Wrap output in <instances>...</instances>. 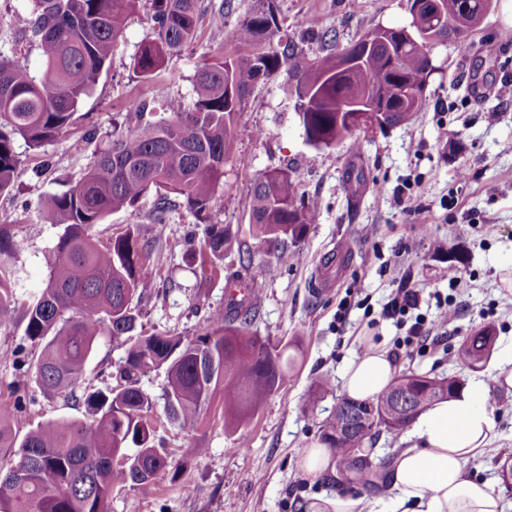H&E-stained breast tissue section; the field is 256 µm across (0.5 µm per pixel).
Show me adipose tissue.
Masks as SVG:
<instances>
[{
	"instance_id": "ef3b65f1",
	"label": "adipose tissue",
	"mask_w": 512,
	"mask_h": 512,
	"mask_svg": "<svg viewBox=\"0 0 512 512\" xmlns=\"http://www.w3.org/2000/svg\"><path fill=\"white\" fill-rule=\"evenodd\" d=\"M394 374L386 349L372 345L349 361L342 388L350 399H371ZM492 432L484 382L429 406L409 431V446L391 462L386 502L370 501L369 512H505L502 496L489 481L466 475L469 462L484 452Z\"/></svg>"
}]
</instances>
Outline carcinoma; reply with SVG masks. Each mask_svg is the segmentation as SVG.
I'll return each instance as SVG.
<instances>
[{
    "instance_id": "1",
    "label": "carcinoma",
    "mask_w": 512,
    "mask_h": 512,
    "mask_svg": "<svg viewBox=\"0 0 512 512\" xmlns=\"http://www.w3.org/2000/svg\"><path fill=\"white\" fill-rule=\"evenodd\" d=\"M140 2L31 0L19 26L20 39L36 43L44 70L35 78L21 60L0 59V194L18 176L15 137L38 149L74 125L79 106L107 71L111 47ZM147 2L154 36L134 61L135 73L145 78L192 43L198 10V0ZM459 2L468 19L485 15L491 6V0ZM469 30L449 25L448 16L426 5L413 20L415 40L398 28L387 44L367 52L355 47L360 63L345 76L339 71L341 50L329 32L318 35L322 54L311 59L304 39L280 34L273 0H263L262 7L237 17L232 27L235 45L252 51L219 54L204 63L195 75L192 107L171 98L160 105V118L152 120L146 118L147 103H132L136 125H114L110 146L43 208L44 221L63 226V231L46 286L24 312L25 336L41 352L31 363L21 347L12 360L24 378L34 376L43 393L80 408L81 415L49 420L20 439L12 423L24 400L34 398L17 387L14 400L0 405V471L12 472V479L0 482V512H110L114 489L148 485L166 474L171 463L156 445L148 417L152 401L140 387L141 375L152 368L166 369L168 418L187 430L197 428L204 407L220 390L224 423L240 425L287 376L290 361L283 360V351L252 330L248 300H232L227 309L213 311L190 340L135 333L134 302L160 291L149 244L140 241L131 225L105 243L95 237L93 227L115 211L136 206L150 192L157 196L152 222L162 227L171 198H181L191 209L208 212L201 242L212 258L224 259L236 237L222 224L212 200L224 181V159L234 147V115L255 85L285 72L307 143L331 147L353 134L338 120L337 97L368 90L383 111L378 125L409 121L407 114L422 107L433 70L430 42L451 36L465 50ZM315 219L314 204L299 193L289 169L264 174L252 190L253 243L240 261L249 264L255 255L268 256L287 240L301 242ZM15 304V290L0 268V327L13 322ZM105 334L124 339L127 356L115 386L92 390L83 386V376ZM494 345L493 329L481 328L461 342L457 358L479 369ZM463 387L456 377L405 370L372 399L341 398L320 425L321 443L347 465L351 449H358L357 464L346 479L367 484L379 478L373 466L379 437L395 436L405 427L402 421L385 420L382 403L402 391L418 414ZM372 404L379 425L345 433L347 417L368 412Z\"/></svg>"
}]
</instances>
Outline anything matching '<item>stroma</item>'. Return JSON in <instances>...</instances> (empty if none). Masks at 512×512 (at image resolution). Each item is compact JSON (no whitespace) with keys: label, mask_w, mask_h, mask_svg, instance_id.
<instances>
[{"label":"stroma","mask_w":512,"mask_h":512,"mask_svg":"<svg viewBox=\"0 0 512 512\" xmlns=\"http://www.w3.org/2000/svg\"><path fill=\"white\" fill-rule=\"evenodd\" d=\"M221 0H200L202 16L194 41L170 59L151 79L140 80L133 61L153 37L147 0L127 21L111 52V64L97 87L82 102L81 118L55 141L39 149L14 141L20 173L11 192L0 195V225L21 240V250L0 255L22 304L34 302L48 277L60 225L41 219L48 196L75 183L104 146L113 124H134L129 104L136 99L194 101L193 78L206 60L235 46L219 12ZM283 29L296 37L335 30L339 47L383 25H409L408 0H275ZM28 0H0V55L25 56L33 74L42 70L33 44L17 36L16 18ZM504 0L472 32V47L461 52L453 42L433 45L434 71L423 108L406 123L358 132L335 146L315 149L305 140L286 75L256 85L234 123L235 146L224 161V183L212 206L241 241H249V201L253 185L265 172L289 168L317 216L301 243L276 251V276L265 278L264 257L241 270L237 252L202 266L199 247L187 239L202 215L176 200L164 227L152 222L155 195L131 209L107 216L94 232L100 241L137 225L141 240L152 248L150 260L162 279L164 294L138 306L144 333L196 336L211 311L225 308L234 276L265 279L255 299L253 328L277 347L297 352L294 370L239 427L224 426V400L215 396L198 430L171 423L165 409V369L146 372L140 386L152 400L151 418L173 464L176 480L113 492L111 512H308L315 498L339 492L377 498L385 487L369 488L329 477L310 483L301 470L304 448L319 441L318 427L343 397L341 375L368 343L393 355L396 369L413 368L436 375L481 380L490 386L494 421L492 453L472 460L469 476L490 480L512 505V487L500 476L499 460L512 456V387L494 385L502 363L512 356V288L502 274L512 267V101H502L498 87L512 82V41ZM93 143L75 149L88 125ZM363 170L361 183H348V168ZM496 194H488V184ZM459 279L450 282L449 270ZM404 288L422 293L420 311L434 318L438 300L452 299L459 308L446 337L421 349H399L405 327L382 310ZM26 323L16 318L0 328V400L8 399L20 378L11 354L25 346L29 361L39 347L28 345ZM496 332L493 354L479 370L456 357L459 343L478 329ZM127 346L105 335L99 338L85 370L93 388L110 384L123 364ZM28 391L36 398L18 416L15 429L25 434L51 419L77 416L60 398Z\"/></svg>","instance_id":"stroma-1"}]
</instances>
